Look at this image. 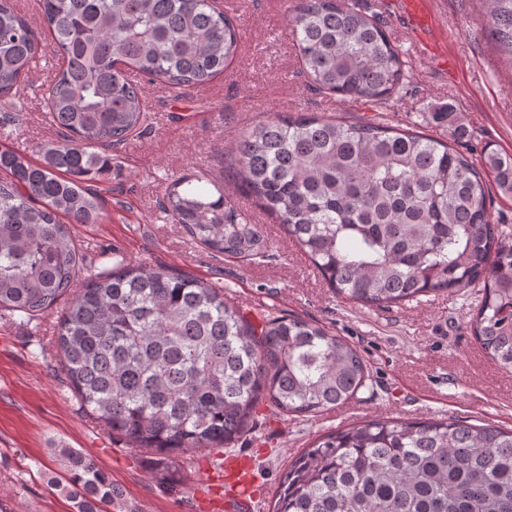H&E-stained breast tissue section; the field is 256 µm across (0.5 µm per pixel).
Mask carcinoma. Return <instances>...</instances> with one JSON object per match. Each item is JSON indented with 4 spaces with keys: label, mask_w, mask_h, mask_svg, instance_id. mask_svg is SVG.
Segmentation results:
<instances>
[{
    "label": "carcinoma",
    "mask_w": 512,
    "mask_h": 512,
    "mask_svg": "<svg viewBox=\"0 0 512 512\" xmlns=\"http://www.w3.org/2000/svg\"><path fill=\"white\" fill-rule=\"evenodd\" d=\"M488 26L512 58V0H484ZM58 67L43 99L61 138L42 161L0 151V315L31 322L63 305L51 344L75 397L103 431L157 456L173 480L188 450L234 445L264 400L316 416L356 397L361 353L295 315L252 319L224 289L171 268L115 255L112 271L83 269L72 224L105 211L86 183L106 174L146 126L139 76L171 89L224 73L241 27L213 0H39ZM310 89L384 104L404 89L405 61L379 16L355 0H295L289 17ZM46 44L16 0H0V100L32 83ZM448 141L316 112L276 113L222 153L234 193L183 174L161 212L214 257H269L250 198L295 241L333 292L380 310L428 294L481 297L469 319L485 354L512 370V236L493 222L489 182L512 196V153L487 142L478 159ZM68 474L54 487L77 512H133L97 462L62 445ZM271 512H512V429L459 419H372L321 438L285 472Z\"/></svg>",
    "instance_id": "1"
}]
</instances>
